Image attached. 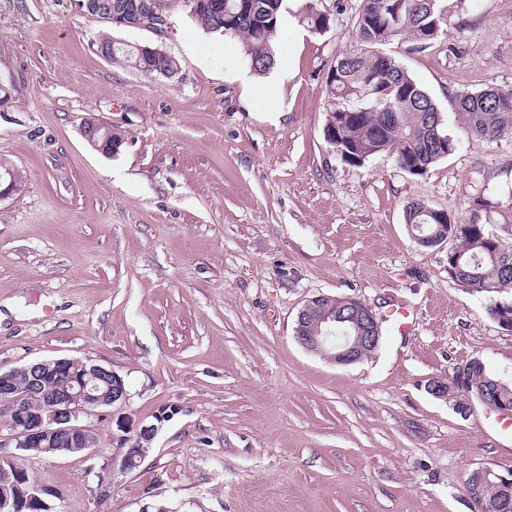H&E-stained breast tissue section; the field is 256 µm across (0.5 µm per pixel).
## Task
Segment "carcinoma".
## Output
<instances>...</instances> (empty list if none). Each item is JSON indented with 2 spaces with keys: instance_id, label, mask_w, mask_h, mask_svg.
Listing matches in <instances>:
<instances>
[{
  "instance_id": "1",
  "label": "carcinoma",
  "mask_w": 512,
  "mask_h": 512,
  "mask_svg": "<svg viewBox=\"0 0 512 512\" xmlns=\"http://www.w3.org/2000/svg\"><path fill=\"white\" fill-rule=\"evenodd\" d=\"M151 8L140 13L142 27L153 28L166 17L167 0H151ZM283 0H210L193 13L206 31L242 40L251 70L263 74L275 63L274 41ZM441 0H360L355 27L359 48L336 56L326 75L330 110L323 127L324 139L332 147L350 148L362 166L372 156L390 153L397 167L413 177H422L438 161L451 155L456 143L446 132V116L382 46L408 36L413 49L425 51L441 35L444 24ZM307 28L322 34L329 29L328 15L310 7L303 16ZM112 63L130 66L148 77L160 78L179 69L171 54H140L136 46L112 48ZM455 110L471 136L498 140L512 136V89L486 88L462 94ZM426 203H411L405 223L416 224L424 235L435 221L420 213ZM459 246L448 251V267L455 266L454 253H462L458 285L477 292L502 294L512 290V249L501 234L512 235V195L506 198L478 194L471 201V216L454 224ZM488 313L498 321L512 320V298L496 300ZM308 333L326 337L328 351L336 347L335 333L312 315ZM499 388L512 396V379L489 368L474 375L473 388ZM468 493L481 512H512L504 509L508 494L496 480L467 479Z\"/></svg>"
}]
</instances>
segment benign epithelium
<instances>
[{"mask_svg": "<svg viewBox=\"0 0 512 512\" xmlns=\"http://www.w3.org/2000/svg\"><path fill=\"white\" fill-rule=\"evenodd\" d=\"M82 135L97 151L116 154L119 148L108 138V125L88 120L82 124ZM17 191L13 172L6 166L0 169V200ZM327 300L319 295L299 309L294 326L296 341L310 351L321 344L318 336L303 335L304 325L315 304ZM335 309L322 316L324 322H349L354 335L348 342L336 347L335 353L325 355L338 365H348L369 355L379 346L380 327L376 313L362 302L352 298H333ZM482 365L472 359L457 369L451 379L440 378L429 384L430 393L448 400L468 394L474 371ZM27 376V386H17L19 375ZM39 394L45 402L38 409L31 407L28 397ZM128 400L124 380L114 371L94 363H79L72 359L40 361L10 371H0V403L8 408V416L0 418V510L5 512H41L44 497L49 490L38 485L27 470L16 463V448H33L54 452L62 445L82 457H90L100 447V437L80 420L96 415L99 410L123 404ZM122 435L116 437V456L122 467L133 469L146 458L158 432V426L144 425L137 432L133 444L123 435L126 426L117 424ZM18 495L11 498L8 491Z\"/></svg>", "mask_w": 512, "mask_h": 512, "instance_id": "obj_1", "label": "benign epithelium"}]
</instances>
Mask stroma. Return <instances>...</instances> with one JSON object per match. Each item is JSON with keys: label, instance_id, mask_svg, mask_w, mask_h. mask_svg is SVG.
Wrapping results in <instances>:
<instances>
[{"label": "stroma", "instance_id": "obj_1", "mask_svg": "<svg viewBox=\"0 0 512 512\" xmlns=\"http://www.w3.org/2000/svg\"><path fill=\"white\" fill-rule=\"evenodd\" d=\"M359 0H283L277 80L254 102L240 41L204 31L170 0L163 33L125 29L80 0H0V162L19 188L0 201V369L91 361L125 382V404L89 417L93 458L23 456L52 512H480L470 472L512 469L511 419L468 414L427 390L479 358L512 370V331L488 295L457 285L448 248L405 224L423 201L467 222L478 193L512 192V137L477 140L455 99L512 88V0H445L426 51L385 45L447 117L455 151L413 177L382 153L344 163L323 137L326 74L355 44ZM329 14L310 32L306 6ZM176 56L170 80L113 64L103 39ZM93 117L125 134L108 157L84 140ZM348 297L383 325L368 357L337 365L293 336L317 295ZM125 471L118 422L152 424ZM107 474V492L98 489ZM158 429L159 427L154 424L141 426L133 444L128 448H125V445L130 440L128 439V436L120 435L114 437L118 441L116 456L121 458V464L124 469H133L139 466V464L146 458L149 451L152 449V444L155 440ZM142 440H144V443H142Z\"/></svg>", "mask_w": 512, "mask_h": 512}]
</instances>
